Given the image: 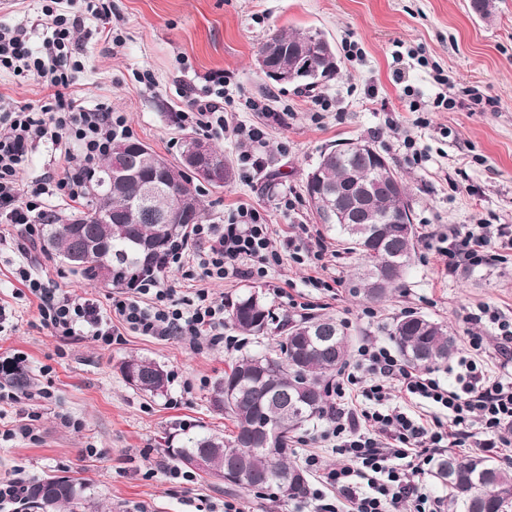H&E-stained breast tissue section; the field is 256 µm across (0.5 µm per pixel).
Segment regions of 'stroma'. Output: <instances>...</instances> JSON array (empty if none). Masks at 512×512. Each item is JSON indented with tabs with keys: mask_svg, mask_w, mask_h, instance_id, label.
<instances>
[{
	"mask_svg": "<svg viewBox=\"0 0 512 512\" xmlns=\"http://www.w3.org/2000/svg\"><path fill=\"white\" fill-rule=\"evenodd\" d=\"M119 19L121 47L92 39L73 95L92 107L100 103L124 113L131 138L165 159L179 161L190 129L174 124L184 105L181 87H203L216 72L229 76L233 122L265 128V177L234 179L221 188L198 183L207 222L224 223L243 203L262 209L279 236L313 223L304 184L320 152L331 145L365 140L403 176L416 228V250L405 286L364 314L355 296L358 255L345 253L331 231H322L332 291L313 288L309 268L284 257L265 279L215 284L225 303L251 291L261 293L279 315L314 313L341 323L351 348L390 343L394 318L416 313L444 323L466 345L472 326L466 316L481 304L512 321V250L501 261L451 275L439 254L449 229L472 224L512 225V0H495L488 17L475 15L469 0H111ZM317 29L331 41L339 72L313 91L274 82L259 71L257 49L271 33ZM360 53L347 61L346 43ZM402 56L405 83L395 81V56ZM427 65H420V58ZM150 71L156 86L146 90L138 76ZM470 87L482 98L451 110L434 108L445 84ZM413 96H406L405 88ZM329 108H320L319 98ZM427 110L429 126L415 122L409 100ZM412 137L427 156L409 165L402 140ZM290 194L293 209L281 207ZM48 277L73 293L106 301L112 287L87 280L80 271L43 250H33ZM0 303L14 319L0 332V362L23 357L31 380L17 399L0 401V477L23 472L90 479L101 512H303L299 501H269L267 489L227 490L201 475L168 476L163 465L186 435L229 433L231 422L213 411L209 392L228 366L245 353L270 349L272 339L241 336L237 348L193 350L189 340H161L125 331L120 343L102 347L90 340L65 341L42 326L33 296L21 295L11 265L0 262ZM153 360L167 372L162 395L127 384L123 361ZM39 412L30 438L4 432L28 412Z\"/></svg>",
	"mask_w": 512,
	"mask_h": 512,
	"instance_id": "35a3bbf8",
	"label": "stroma"
}]
</instances>
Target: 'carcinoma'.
Listing matches in <instances>:
<instances>
[{"label":"carcinoma","mask_w":512,"mask_h":512,"mask_svg":"<svg viewBox=\"0 0 512 512\" xmlns=\"http://www.w3.org/2000/svg\"><path fill=\"white\" fill-rule=\"evenodd\" d=\"M322 32L308 29L287 33L275 31L258 47L257 55H275L271 67L290 64L295 54L306 51L304 66L294 81L310 91L337 75L336 55L320 46ZM135 140L120 139L101 163L86 210L59 222L43 225L46 251L74 265L89 280L113 287L129 286L141 273L162 268L164 256L175 240L185 244L189 225L205 221L206 212L196 186L179 170L180 196L154 198L146 210L137 206L140 189L130 182L105 186L109 168L133 165ZM311 184L326 190L343 188L354 181L364 183L374 197L373 209L356 211L353 221L377 235L383 245L369 243L352 234L350 225L331 222L329 231L339 233L347 250L361 256L363 265L356 277L358 293L369 301H382L400 287L415 249L416 232L407 236L404 225L387 224L383 216L407 206L406 198L392 195L376 171L374 156L331 150L320 155L309 171ZM178 209L186 224H166L164 216ZM130 216L126 221L107 223V216ZM397 264L391 283L373 288L371 275L379 268ZM227 319L238 331L257 335L272 327L285 335L279 353L247 354L224 372L210 395L211 406L226 414L233 424L227 436L207 432L185 439L172 453L191 466L196 455L212 456L214 467L204 474L224 484L249 490L276 486L288 499L307 495L305 471L292 458L288 442L305 424L330 415L328 387L336 369L346 362L348 339L341 324L332 317L313 316L300 321L278 317L264 297L251 292L231 304ZM389 336L402 360L410 367L438 368L448 363L457 350L456 338L448 326L408 314L393 320ZM158 364L132 358L120 366L122 375L133 369L138 377L128 381L133 388L150 394L164 390L168 379H155ZM239 466L241 478L226 479L227 467ZM434 478L448 488L449 512H512V468L488 456L447 455L438 460ZM93 485L85 478L55 477L35 480L22 503L24 512H96Z\"/></svg>","instance_id":"1"}]
</instances>
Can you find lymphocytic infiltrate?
<instances>
[{"label": "lymphocytic infiltrate", "mask_w": 512, "mask_h": 512, "mask_svg": "<svg viewBox=\"0 0 512 512\" xmlns=\"http://www.w3.org/2000/svg\"><path fill=\"white\" fill-rule=\"evenodd\" d=\"M80 35L120 44L105 0H43L36 23L23 19L0 27V70L33 77L50 90L38 106L15 105L0 96V251L11 248L17 237L36 243L44 224L57 216L52 200L83 199L99 162L111 153L114 141L129 133L123 113L105 104L90 108L70 96L73 75L82 67L76 48ZM183 93L187 105L177 121L217 139L234 130L240 176L249 180L258 174L267 147L264 130L229 124L233 99L223 88L199 94L187 87ZM40 150L49 155L47 170L23 181L22 170ZM76 155L81 164L74 168L70 162ZM192 233L201 251L190 254L179 245L165 258L166 267H190L191 286L183 294L163 274H147L113 292L104 307L58 288L29 256L19 262L15 278L37 299L42 323L65 340L109 346L128 329L163 340L187 336L235 348V337L224 333V301L211 286L229 279H264L281 260L275 232L262 211L243 204L226 223L196 224ZM447 241L440 254L446 271L454 273L491 263V242L512 250V226L493 230L476 224L450 231ZM467 320L475 326L497 325L499 369L484 367L486 339L471 334L451 386L433 371L408 367L388 346L358 348L351 371L329 387L336 415L323 437L335 442L343 461L323 469L316 456L305 460L319 472L320 486L311 493L315 512H442L441 499L422 481L436 455L452 447H512V322L487 306L468 313ZM396 391L415 403L445 409V417L427 420L390 406Z\"/></svg>", "instance_id": "f902f5d3"}]
</instances>
